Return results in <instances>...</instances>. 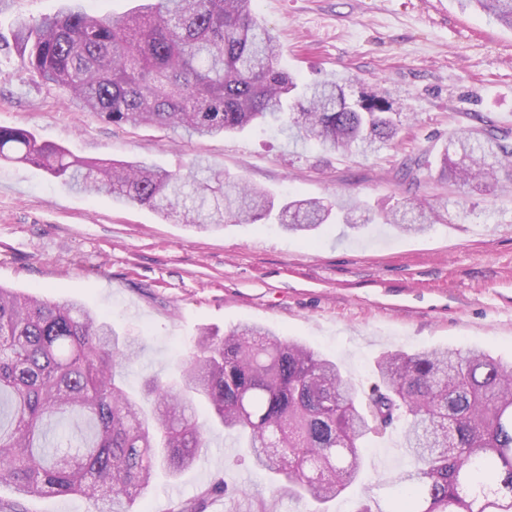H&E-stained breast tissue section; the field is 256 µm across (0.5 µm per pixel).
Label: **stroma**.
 Listing matches in <instances>:
<instances>
[{
    "instance_id": "stroma-1",
    "label": "stroma",
    "mask_w": 512,
    "mask_h": 512,
    "mask_svg": "<svg viewBox=\"0 0 512 512\" xmlns=\"http://www.w3.org/2000/svg\"><path fill=\"white\" fill-rule=\"evenodd\" d=\"M65 0H5L0 38L21 20L55 15ZM279 63L300 79H346V91L386 93L401 114L396 145L363 156L327 154L273 130L187 138L158 126L115 127L58 96L0 49V125L88 158L184 169L191 161L265 187L276 199H360L357 231L323 225L314 237L267 223L199 230L150 209L71 192L41 169L0 165V286L76 301L122 334L140 337L129 391L166 376L200 333L258 323L341 363L362 389L387 351L482 349L512 361V195L440 182L449 138L488 118L512 129V29L462 11L457 0H256ZM428 152L421 188L395 177ZM446 207L444 223L408 234L382 223L400 206ZM368 476L328 512L367 498L387 503L389 481L409 463L388 430L368 449ZM232 493L211 494L218 481ZM271 478L214 430L177 481L157 474L140 512L205 497L204 512H257ZM78 495L19 498L0 486V512H88Z\"/></svg>"
}]
</instances>
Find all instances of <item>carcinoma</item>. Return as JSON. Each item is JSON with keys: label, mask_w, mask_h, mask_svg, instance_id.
<instances>
[{"label": "carcinoma", "mask_w": 512, "mask_h": 512, "mask_svg": "<svg viewBox=\"0 0 512 512\" xmlns=\"http://www.w3.org/2000/svg\"><path fill=\"white\" fill-rule=\"evenodd\" d=\"M73 0L13 32L23 65L86 112L114 125L142 124L206 138L248 126H279L325 152L362 155L394 142L393 102L356 98L335 79L302 82L278 64L276 40L254 0H142L123 15ZM512 28V0H458ZM512 132L490 119L448 141L440 176L459 186L511 191L499 168L512 157ZM44 169L73 192L145 205L197 228L272 219L307 235L331 209L286 200L193 164L186 174L145 162L85 159L0 125V164ZM426 152L396 178L421 185ZM354 198L338 204L358 228ZM442 220L431 209L384 223L423 232ZM135 338L76 302L0 287V486L22 496L79 494L90 512H133L161 468H190L217 427L234 434L253 466L288 492L326 504L365 468L371 436L398 430L412 459L394 481L390 510L374 498L356 512H512V363L484 350L391 351L379 383L362 394L335 359L271 328L240 324L223 337L205 332L167 377L139 395L123 374Z\"/></svg>", "instance_id": "1"}]
</instances>
